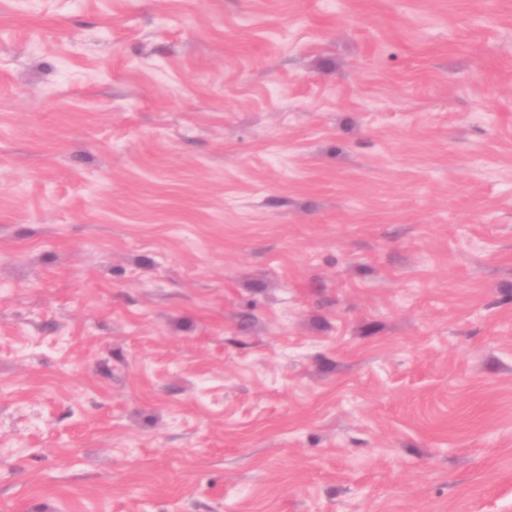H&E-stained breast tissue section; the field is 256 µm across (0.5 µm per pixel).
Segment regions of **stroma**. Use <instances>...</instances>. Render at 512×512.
I'll list each match as a JSON object with an SVG mask.
<instances>
[{"mask_svg": "<svg viewBox=\"0 0 512 512\" xmlns=\"http://www.w3.org/2000/svg\"><path fill=\"white\" fill-rule=\"evenodd\" d=\"M0 512H512V0H0Z\"/></svg>", "mask_w": 512, "mask_h": 512, "instance_id": "stroma-1", "label": "stroma"}]
</instances>
